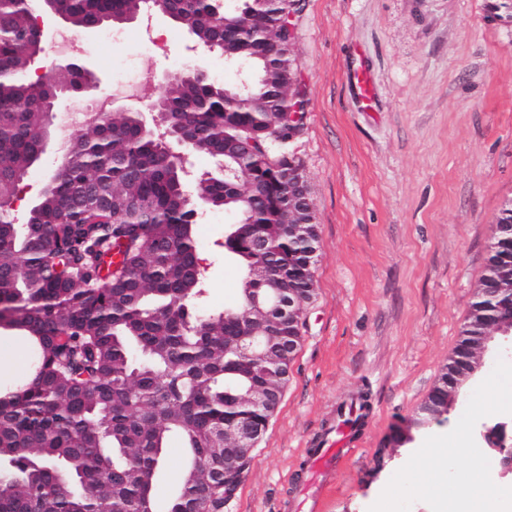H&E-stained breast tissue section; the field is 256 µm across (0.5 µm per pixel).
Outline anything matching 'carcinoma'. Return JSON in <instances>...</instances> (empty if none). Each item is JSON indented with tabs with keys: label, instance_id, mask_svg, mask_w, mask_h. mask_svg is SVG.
I'll return each instance as SVG.
<instances>
[{
	"label": "carcinoma",
	"instance_id": "cac0c4a2",
	"mask_svg": "<svg viewBox=\"0 0 512 512\" xmlns=\"http://www.w3.org/2000/svg\"><path fill=\"white\" fill-rule=\"evenodd\" d=\"M72 28L86 19L135 12L141 0H59ZM295 4L178 0L201 45L217 22L237 37V65L254 104L237 86L175 80L161 101L168 123L186 130L197 154L224 160V139L245 154L232 172L200 177L193 197L224 206L242 224L262 225L264 243L229 234L240 263L238 304L202 315L197 209L180 202L179 173L134 112H100L72 141L63 169L43 188L27 222L0 210V305L37 352L27 383L0 391V512H152L150 491L167 439L177 434L188 461L168 512H223L224 422L267 416L244 405L251 362L227 348L249 302L268 296L255 268L275 265L300 281L306 247L283 229L296 221L288 175L299 163L266 152L300 130L286 112L300 102L294 40L285 12ZM26 0H0V199L12 200L42 154L47 86L30 78L33 27ZM268 185L262 199L247 192ZM512 261V238L493 233L487 271L471 309L495 321L501 299L494 268ZM447 374L427 402L447 412Z\"/></svg>",
	"mask_w": 512,
	"mask_h": 512
}]
</instances>
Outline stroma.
<instances>
[{"instance_id":"1","label":"stroma","mask_w":512,"mask_h":512,"mask_svg":"<svg viewBox=\"0 0 512 512\" xmlns=\"http://www.w3.org/2000/svg\"><path fill=\"white\" fill-rule=\"evenodd\" d=\"M294 27L301 129L287 150L304 170L319 237L315 294L302 341L251 468L224 512H285L301 500L309 448L326 435L340 404L366 395L369 417L355 450L324 487L323 512H446L431 481L478 472L512 488L484 427L512 421L490 391L512 393V338L496 337L483 365L445 420H412L448 365L486 273L492 226L512 199V0H300ZM108 59L57 54L46 72L81 61L95 78L83 107L110 97L113 84L156 83L145 99L112 106L148 115L171 72L204 62L210 78L233 84L237 68L197 43L186 25L156 14L114 23ZM72 95L48 127V148L15 199L25 223L69 138L81 129ZM197 254L205 275L199 307L239 300L242 271L224 249L233 223L200 206ZM0 387L20 384L33 356L29 339L0 327ZM408 439L396 440L397 429ZM186 463L170 438L151 489L166 512Z\"/></svg>"}]
</instances>
